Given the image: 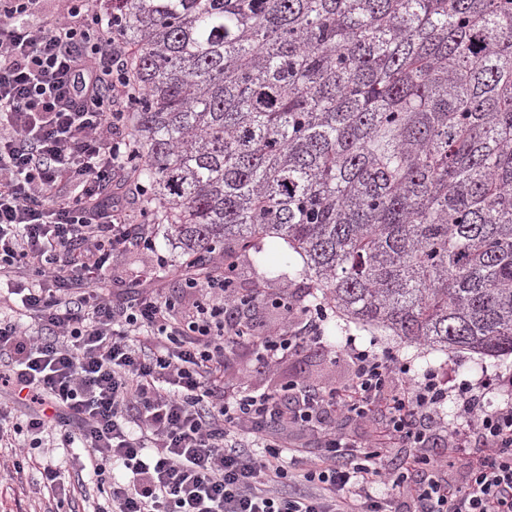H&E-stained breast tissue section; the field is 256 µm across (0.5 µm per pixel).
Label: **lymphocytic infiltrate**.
<instances>
[{"label": "lymphocytic infiltrate", "instance_id": "f902f5d3", "mask_svg": "<svg viewBox=\"0 0 512 512\" xmlns=\"http://www.w3.org/2000/svg\"><path fill=\"white\" fill-rule=\"evenodd\" d=\"M47 3L0 0V298L16 304L0 318V387L27 410L17 421L0 406V441L27 433L62 502L42 435L81 444L102 497L93 512H387L380 480L412 488L416 512H512V404L487 409V384L416 380L394 354L349 344L342 385L252 391L224 369L226 346L253 333L236 262L182 270L187 312L149 285L161 255L129 287L100 288L114 252L155 249L148 225L104 204L144 191L139 150L119 132L136 94L130 52L97 0ZM64 183L74 195L60 196ZM279 305L282 327L254 343L268 368L318 343L329 317L287 290ZM452 393L466 426L447 460L431 447ZM340 418L373 423L371 439L340 432ZM274 424L314 437L302 468ZM399 441L411 452L387 468L382 450Z\"/></svg>", "mask_w": 512, "mask_h": 512}]
</instances>
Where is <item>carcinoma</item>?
I'll use <instances>...</instances> for the list:
<instances>
[{"label": "carcinoma", "instance_id": "carcinoma-1", "mask_svg": "<svg viewBox=\"0 0 512 512\" xmlns=\"http://www.w3.org/2000/svg\"><path fill=\"white\" fill-rule=\"evenodd\" d=\"M138 168L185 260L297 255L308 295L512 354V0H105Z\"/></svg>", "mask_w": 512, "mask_h": 512}]
</instances>
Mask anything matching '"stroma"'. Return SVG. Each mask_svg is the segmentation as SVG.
Masks as SVG:
<instances>
[{
    "instance_id": "35a3bbf8",
    "label": "stroma",
    "mask_w": 512,
    "mask_h": 512,
    "mask_svg": "<svg viewBox=\"0 0 512 512\" xmlns=\"http://www.w3.org/2000/svg\"><path fill=\"white\" fill-rule=\"evenodd\" d=\"M265 261L258 266L240 263L237 281L239 287L250 291H261L273 295L282 288L297 290L292 281L290 267L294 262L293 253L286 245L271 241L262 243ZM354 341L362 347L395 354L411 368L415 377L427 373L438 374L440 379L450 377L462 381H474L483 374H496L503 378L512 377V356L504 358H482L468 351L457 352L446 357L442 352L425 345H407L397 337L385 335L382 331L364 330L352 323H340L338 316H331L325 326L321 345L307 349L302 357L284 358L275 368H265L257 362L248 346L240 345L225 353L228 367L239 374L245 385L256 390H274L291 380H304L318 386L337 385L345 382L350 375L348 362L339 352L347 341ZM81 449L60 448L55 458L71 479L83 487L75 495L71 508L73 512H87L89 499L97 498L96 485L87 472L82 471ZM56 502L48 493L35 494L27 485L10 480L6 472L0 471V512H56Z\"/></svg>"
}]
</instances>
